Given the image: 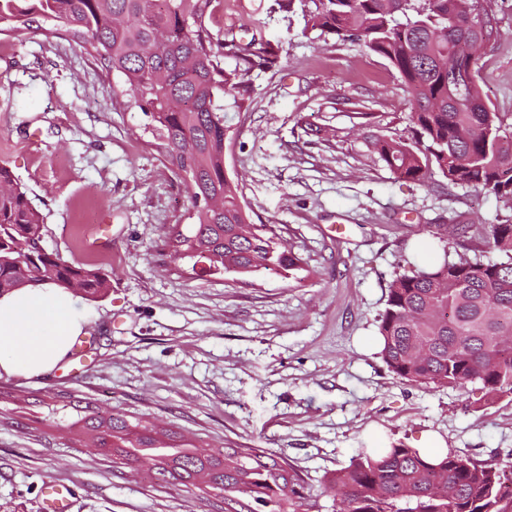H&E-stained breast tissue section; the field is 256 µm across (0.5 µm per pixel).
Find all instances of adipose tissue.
I'll return each instance as SVG.
<instances>
[{
  "mask_svg": "<svg viewBox=\"0 0 512 512\" xmlns=\"http://www.w3.org/2000/svg\"><path fill=\"white\" fill-rule=\"evenodd\" d=\"M90 324L73 292L53 283L0 294V377H42L69 354Z\"/></svg>",
  "mask_w": 512,
  "mask_h": 512,
  "instance_id": "1",
  "label": "adipose tissue"
}]
</instances>
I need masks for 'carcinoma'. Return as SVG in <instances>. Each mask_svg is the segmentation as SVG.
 Here are the masks:
<instances>
[{
  "instance_id": "obj_1",
  "label": "carcinoma",
  "mask_w": 512,
  "mask_h": 512,
  "mask_svg": "<svg viewBox=\"0 0 512 512\" xmlns=\"http://www.w3.org/2000/svg\"><path fill=\"white\" fill-rule=\"evenodd\" d=\"M482 2L487 33L500 37L492 0H286L299 6L306 31L356 42L383 57L397 73L410 105L412 139L371 137L387 167L403 178L425 182L437 169L452 185L492 194L512 209V117L491 110L477 85V57L464 47L479 32L465 26ZM220 0H0V33L18 37L35 18L52 23L49 34L82 46L121 84L150 118L158 151L188 189L193 219L174 229L176 256L210 254L209 264L226 272L260 269L286 275L300 268L292 248L275 247L272 265L262 266L272 238L252 224L237 185L224 173V96L245 100L254 70L274 58L256 39L243 44L210 28ZM233 64L228 66L225 59ZM465 70L462 87L448 83V60ZM43 223L26 190L0 165V292L30 282H52L87 296L108 288L98 269L59 256H29ZM484 245L501 257L483 262L444 255L411 276L393 279L380 315V355L405 382L454 388L478 382L494 394L512 395V222L491 224ZM87 429L120 463L147 459L162 480L173 470L204 465L210 488L224 499L250 490L244 512H309L307 483L284 461L256 448H226L224 457L198 455L190 444L161 443L152 430L100 412ZM512 483L494 459L449 451L432 460L414 447L383 454L360 453L334 473L337 512H512Z\"/></svg>"
}]
</instances>
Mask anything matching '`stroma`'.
Instances as JSON below:
<instances>
[{
  "instance_id": "1",
  "label": "stroma",
  "mask_w": 512,
  "mask_h": 512,
  "mask_svg": "<svg viewBox=\"0 0 512 512\" xmlns=\"http://www.w3.org/2000/svg\"><path fill=\"white\" fill-rule=\"evenodd\" d=\"M495 18L502 36L482 51L478 81L492 110L512 113V0H497ZM211 28L278 55L252 73L250 105L224 101V170L253 222L300 255L286 277L174 256L165 241L190 224V203L149 118L76 43L37 27L20 41L0 34V164L42 214V247L110 281L77 297L91 319L86 366L0 377V512H43L51 480L75 489L71 512H230L216 492L77 441L87 405L201 448L287 458L311 512H334L325 477L377 440L415 447L435 432L449 449L512 462V395L406 383L378 336L415 241L439 260L453 227L478 237L512 209L438 172L419 183L386 166L364 134L408 139L410 105L384 58L304 34L279 0H224Z\"/></svg>"
}]
</instances>
